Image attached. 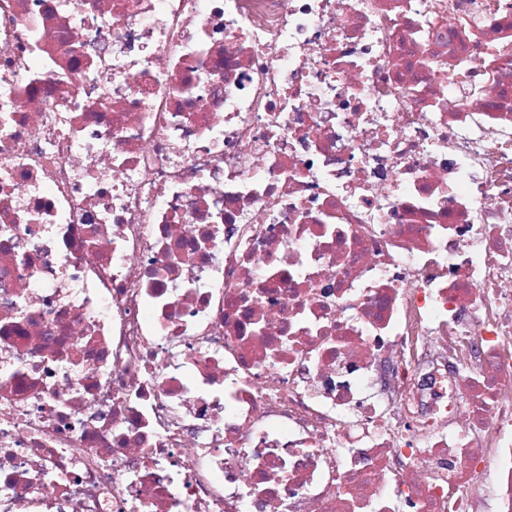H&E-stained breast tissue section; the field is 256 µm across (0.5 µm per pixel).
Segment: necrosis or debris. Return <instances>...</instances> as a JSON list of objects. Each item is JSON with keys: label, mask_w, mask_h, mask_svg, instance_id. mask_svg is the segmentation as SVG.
<instances>
[{"label": "necrosis or debris", "mask_w": 512, "mask_h": 512, "mask_svg": "<svg viewBox=\"0 0 512 512\" xmlns=\"http://www.w3.org/2000/svg\"><path fill=\"white\" fill-rule=\"evenodd\" d=\"M487 505L512 0H0V512Z\"/></svg>", "instance_id": "1"}]
</instances>
